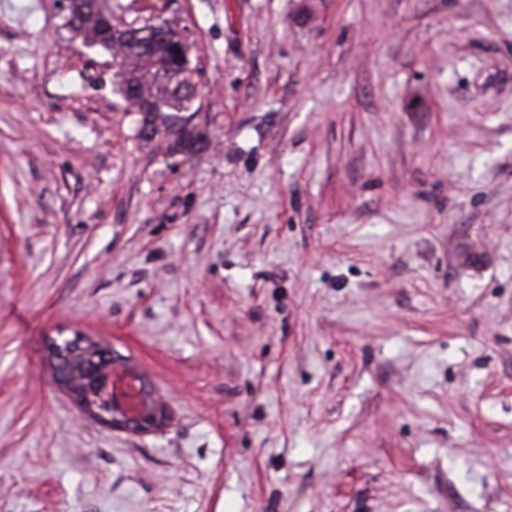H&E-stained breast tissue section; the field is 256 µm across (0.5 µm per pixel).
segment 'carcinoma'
Masks as SVG:
<instances>
[{"label": "carcinoma", "mask_w": 512, "mask_h": 512, "mask_svg": "<svg viewBox=\"0 0 512 512\" xmlns=\"http://www.w3.org/2000/svg\"><path fill=\"white\" fill-rule=\"evenodd\" d=\"M109 9L107 0H83L71 23L81 31L83 42L103 45L105 40L100 11ZM184 42L181 30L170 21L132 26L120 37L122 61L118 83L126 97L159 99L163 105L142 114L140 134L152 139L163 133L175 137L174 152H197L203 148V139L188 129L195 96L191 69H181L172 58L170 49Z\"/></svg>", "instance_id": "obj_1"}]
</instances>
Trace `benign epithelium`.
<instances>
[{
    "instance_id": "obj_1",
    "label": "benign epithelium",
    "mask_w": 512,
    "mask_h": 512,
    "mask_svg": "<svg viewBox=\"0 0 512 512\" xmlns=\"http://www.w3.org/2000/svg\"><path fill=\"white\" fill-rule=\"evenodd\" d=\"M117 365L116 361L96 365L85 372L80 383L74 384L57 364L55 377L82 411L103 425L136 432L165 425L168 420L167 407L144 382L140 383L138 389L137 408L133 411H118V400L112 392V371Z\"/></svg>"
}]
</instances>
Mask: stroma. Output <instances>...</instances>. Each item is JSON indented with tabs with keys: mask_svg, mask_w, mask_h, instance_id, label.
I'll return each mask as SVG.
<instances>
[{
	"mask_svg": "<svg viewBox=\"0 0 512 512\" xmlns=\"http://www.w3.org/2000/svg\"><path fill=\"white\" fill-rule=\"evenodd\" d=\"M177 20L202 151L59 0H0V512H512V0ZM82 334L168 409L83 415Z\"/></svg>",
	"mask_w": 512,
	"mask_h": 512,
	"instance_id": "obj_1",
	"label": "stroma"
}]
</instances>
